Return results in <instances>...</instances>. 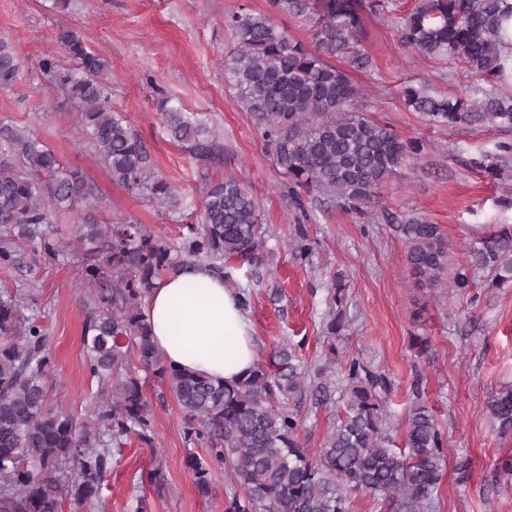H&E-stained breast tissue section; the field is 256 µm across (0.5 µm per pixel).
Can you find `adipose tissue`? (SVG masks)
Masks as SVG:
<instances>
[{
  "instance_id": "ef3b65f1",
  "label": "adipose tissue",
  "mask_w": 512,
  "mask_h": 512,
  "mask_svg": "<svg viewBox=\"0 0 512 512\" xmlns=\"http://www.w3.org/2000/svg\"><path fill=\"white\" fill-rule=\"evenodd\" d=\"M144 314L155 345L176 368L232 381L256 359L250 322L237 295L207 266L163 278Z\"/></svg>"
}]
</instances>
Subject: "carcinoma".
<instances>
[{
    "label": "carcinoma",
    "instance_id": "obj_1",
    "mask_svg": "<svg viewBox=\"0 0 512 512\" xmlns=\"http://www.w3.org/2000/svg\"><path fill=\"white\" fill-rule=\"evenodd\" d=\"M360 0H270L275 11L304 16L313 28L315 49L278 28L271 15L243 6L225 24L237 38L224 59V82L263 128L278 168L288 177L293 201L327 197L358 211L419 141L402 142L384 124L355 107L359 98L349 73L334 64L345 59L362 68L368 57L355 33ZM512 18L508 0H419L403 19V41L428 58L452 55L464 72L487 82L503 72L502 24ZM55 41L75 67L64 69L50 56L38 63L47 81L74 104L81 127L112 183L142 190L170 211L179 206L175 189L153 172L141 139L126 117L112 110L109 64L83 36L60 28ZM19 64L13 46L0 40V89L11 88ZM407 106L450 126H512V96L488 95L477 103L463 96L431 95L406 86ZM167 131L196 146L211 135L181 108L159 102ZM82 170L63 165L57 153L25 130L3 128L0 147V226L45 252L61 251L42 226L56 210L85 208L73 225L68 248L81 257L84 281L96 286L83 327L85 367L109 402L94 409L92 427L48 403L45 378L48 338L23 312L16 294L0 293V512H63L73 500L98 512L112 447L130 434L150 440L152 413L141 379L129 367V352L166 380L191 427L187 439H208L210 460L224 464L239 488L224 512H349L356 492L393 500L397 512H429L444 468L442 434L431 409L414 404L406 415L407 454L390 448L383 399L390 383L358 359L340 372L345 418L317 454L300 440L298 409L291 404L306 389V371L296 348L279 345L268 362L232 383L167 364L152 340L142 302L163 275L203 264L233 282L224 263L251 266L264 261L260 211L233 177L209 184L201 222L178 244L119 219L100 220L90 202ZM406 246L411 276L426 288L451 286L465 292L470 274L453 262L440 227L417 218L395 225ZM512 279V233L485 239L472 257ZM489 412L500 433L512 432V389L492 397ZM194 483L212 492L211 468L192 463Z\"/></svg>",
    "mask_w": 512,
    "mask_h": 512
}]
</instances>
